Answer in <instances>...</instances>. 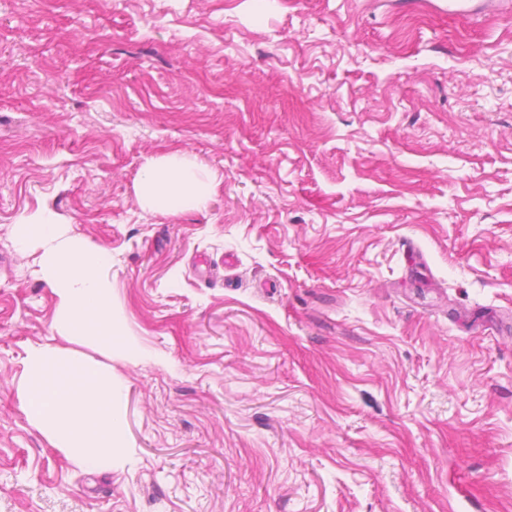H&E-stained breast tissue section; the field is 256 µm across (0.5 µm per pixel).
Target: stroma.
<instances>
[{
	"instance_id": "stroma-1",
	"label": "stroma",
	"mask_w": 512,
	"mask_h": 512,
	"mask_svg": "<svg viewBox=\"0 0 512 512\" xmlns=\"http://www.w3.org/2000/svg\"><path fill=\"white\" fill-rule=\"evenodd\" d=\"M41 212L112 254L109 471L22 408ZM0 512H512V11L0 0ZM215 175L190 156L176 152L149 161L142 169L138 196L142 206L161 214L206 208Z\"/></svg>"
}]
</instances>
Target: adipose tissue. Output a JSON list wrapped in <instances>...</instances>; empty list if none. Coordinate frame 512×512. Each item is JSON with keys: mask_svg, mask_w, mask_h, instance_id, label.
Instances as JSON below:
<instances>
[{"mask_svg": "<svg viewBox=\"0 0 512 512\" xmlns=\"http://www.w3.org/2000/svg\"><path fill=\"white\" fill-rule=\"evenodd\" d=\"M215 175L176 152L142 169V206L161 214L206 208ZM20 245L38 241L43 280L57 297L56 328L62 344L31 346L25 359L22 406L28 421L53 448L81 468L111 469L122 455L123 427L113 410L120 386L111 367L88 359L76 346L89 342L103 352L126 344L127 331L112 308V287L104 276L110 252L67 235L50 216L34 213L17 222Z\"/></svg>", "mask_w": 512, "mask_h": 512, "instance_id": "obj_1", "label": "adipose tissue"}]
</instances>
